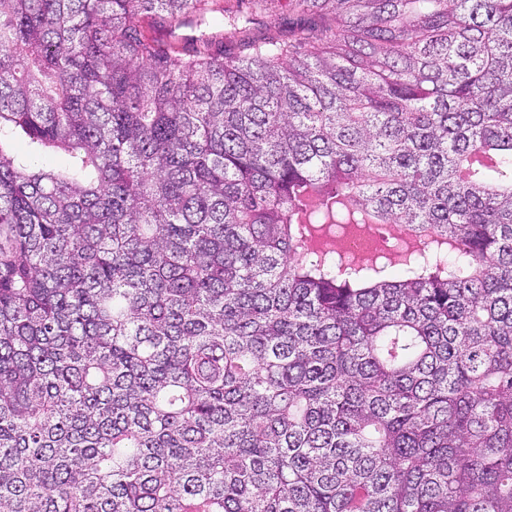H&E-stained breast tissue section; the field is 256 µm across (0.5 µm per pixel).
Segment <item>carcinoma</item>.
I'll list each match as a JSON object with an SVG mask.
<instances>
[{
	"mask_svg": "<svg viewBox=\"0 0 512 512\" xmlns=\"http://www.w3.org/2000/svg\"><path fill=\"white\" fill-rule=\"evenodd\" d=\"M288 6L0 0V512H512V0ZM288 0H274L268 3L267 14L258 17V27L262 28L266 23L276 24L281 29L288 30Z\"/></svg>",
	"mask_w": 512,
	"mask_h": 512,
	"instance_id": "carcinoma-1",
	"label": "carcinoma"
}]
</instances>
